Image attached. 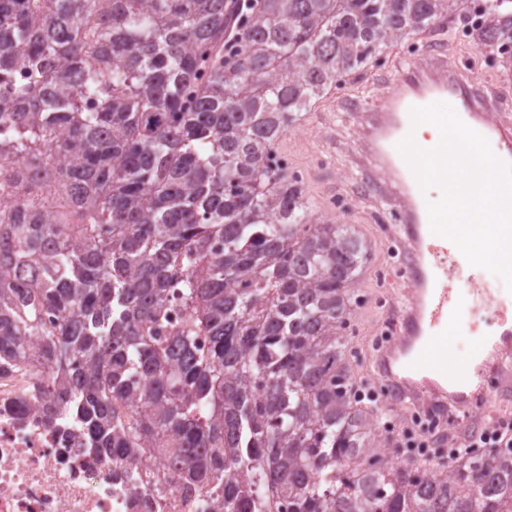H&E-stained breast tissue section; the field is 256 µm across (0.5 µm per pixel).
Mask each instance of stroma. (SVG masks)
I'll return each mask as SVG.
<instances>
[{"mask_svg":"<svg viewBox=\"0 0 512 512\" xmlns=\"http://www.w3.org/2000/svg\"><path fill=\"white\" fill-rule=\"evenodd\" d=\"M444 49L448 59L468 76L502 97L498 118L512 120V64L483 60L481 50L454 29L446 32ZM417 53V47L404 42L385 50L375 64L344 77L340 85L314 101L278 148L289 171L305 184L312 220L353 225L371 246L369 259L359 272V302L346 332L353 359L351 376L356 381L370 377L372 345L392 330L391 303L406 287L401 266L393 261L400 248L391 233L399 204L379 167L365 157L361 112L383 92L381 76Z\"/></svg>","mask_w":512,"mask_h":512,"instance_id":"obj_1","label":"stroma"}]
</instances>
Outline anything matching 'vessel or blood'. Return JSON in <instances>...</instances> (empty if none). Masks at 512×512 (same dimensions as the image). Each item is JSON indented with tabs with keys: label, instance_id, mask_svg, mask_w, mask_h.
<instances>
[{
	"label": "vessel or blood",
	"instance_id": "b4317fda",
	"mask_svg": "<svg viewBox=\"0 0 512 512\" xmlns=\"http://www.w3.org/2000/svg\"><path fill=\"white\" fill-rule=\"evenodd\" d=\"M389 83L369 107L362 130L368 150L400 186L397 231L410 288L392 306L395 330L375 350L373 375L390 396L385 414L408 403L428 411L451 407L467 426L477 405L512 395V371L505 367L512 358V304L495 299L457 247L432 233L422 189L397 145L414 131L412 108L444 102L466 125L496 141L497 158L512 165V122L491 121L493 102L482 86L435 53L418 54ZM462 288L470 291L469 303L459 300ZM475 308L490 315L492 328L461 361L453 353V327Z\"/></svg>",
	"mask_w": 512,
	"mask_h": 512
}]
</instances>
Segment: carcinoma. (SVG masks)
Segmentation results:
<instances>
[{"instance_id":"obj_1","label":"carcinoma","mask_w":512,"mask_h":512,"mask_svg":"<svg viewBox=\"0 0 512 512\" xmlns=\"http://www.w3.org/2000/svg\"><path fill=\"white\" fill-rule=\"evenodd\" d=\"M450 27L512 57V0H0V181L39 189L0 208V356L232 512H512V447L379 450L342 336L366 246L271 170L312 99Z\"/></svg>"}]
</instances>
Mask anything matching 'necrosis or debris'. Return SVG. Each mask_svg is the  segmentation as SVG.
<instances>
[{"mask_svg":"<svg viewBox=\"0 0 512 512\" xmlns=\"http://www.w3.org/2000/svg\"><path fill=\"white\" fill-rule=\"evenodd\" d=\"M46 408L43 368L0 357V512H224L217 492L164 481L166 458L113 460Z\"/></svg>","mask_w":512,"mask_h":512,"instance_id":"4bbe7bcc","label":"necrosis or debris"}]
</instances>
